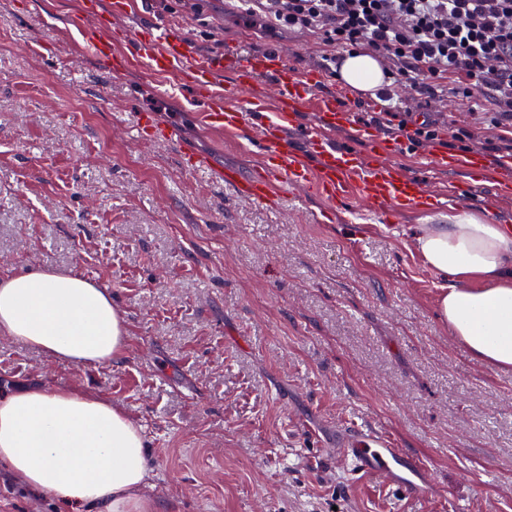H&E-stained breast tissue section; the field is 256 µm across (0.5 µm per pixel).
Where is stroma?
I'll return each instance as SVG.
<instances>
[{"instance_id":"35a3bbf8","label":"stroma","mask_w":512,"mask_h":512,"mask_svg":"<svg viewBox=\"0 0 512 512\" xmlns=\"http://www.w3.org/2000/svg\"><path fill=\"white\" fill-rule=\"evenodd\" d=\"M79 0H0V272L47 267L106 288L124 356L75 366L0 335V384L74 387L145 432L156 512H512V371L472 359L438 317L443 281L413 232L364 203L313 195L268 207L237 199L211 167L251 172L249 140L206 126L174 76L113 75L76 40ZM174 24L195 52L282 50L319 69L320 35L247 24L236 0L197 14L132 0L124 23ZM437 142L468 127L497 156L486 112H430ZM174 127L210 166L139 142L133 114ZM401 170L434 195L463 182L405 145ZM376 431L431 465L446 497L414 500L333 453ZM0 512H68L14 484Z\"/></svg>"}]
</instances>
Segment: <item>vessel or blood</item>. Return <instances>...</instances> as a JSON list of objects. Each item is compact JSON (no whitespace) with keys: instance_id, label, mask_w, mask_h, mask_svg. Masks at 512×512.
Segmentation results:
<instances>
[{"instance_id":"obj_1","label":"vessel or blood","mask_w":512,"mask_h":512,"mask_svg":"<svg viewBox=\"0 0 512 512\" xmlns=\"http://www.w3.org/2000/svg\"><path fill=\"white\" fill-rule=\"evenodd\" d=\"M129 11V0H82L77 16L83 48L111 72L139 67L155 74L175 73L178 87L201 106L203 119L227 133L250 132L252 113L274 108V119L250 132L261 148V162L255 170L245 174L223 167L214 172L215 181L237 198L274 205L287 195L314 194L335 203L358 193L381 217L391 211L428 209L431 194L394 162L398 143L363 128L358 132L365 144L363 151L350 152L332 144L329 132L350 121L343 88L324 89L321 75L300 72L280 51L247 53L228 47L218 56L203 55L192 52L181 33L167 23L130 31L122 24ZM225 79L230 82L231 100L222 103L215 100L214 89ZM308 110L318 112L321 127L308 133L300 150L289 142L287 133L296 128L300 113ZM134 130L140 140L175 145L185 168L207 165L190 145L179 140L172 127L154 123L149 113H136ZM428 158L437 170L463 171L470 180L480 177L503 195L512 194V156L493 160L478 151L435 149ZM470 180L449 194L448 204L459 206L471 199ZM338 452L361 472L382 478L405 496L424 498L442 492L427 463L377 433H349Z\"/></svg>"}]
</instances>
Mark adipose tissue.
I'll use <instances>...</instances> for the list:
<instances>
[{
  "instance_id": "obj_1",
  "label": "adipose tissue",
  "mask_w": 512,
  "mask_h": 512,
  "mask_svg": "<svg viewBox=\"0 0 512 512\" xmlns=\"http://www.w3.org/2000/svg\"><path fill=\"white\" fill-rule=\"evenodd\" d=\"M344 83L375 93L382 67L368 54H347ZM417 248L443 279L441 321L473 358L512 368V231L475 212L444 224H421ZM0 334L77 366L121 358L126 327L110 292L78 275L48 268L0 273ZM0 465L29 489L71 512H154L142 493L149 478L141 425L111 400L74 388L0 392Z\"/></svg>"
}]
</instances>
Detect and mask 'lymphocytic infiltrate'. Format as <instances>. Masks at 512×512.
Instances as JSON below:
<instances>
[{
  "instance_id": "lymphocytic-infiltrate-1",
  "label": "lymphocytic infiltrate",
  "mask_w": 512,
  "mask_h": 512,
  "mask_svg": "<svg viewBox=\"0 0 512 512\" xmlns=\"http://www.w3.org/2000/svg\"><path fill=\"white\" fill-rule=\"evenodd\" d=\"M277 27L320 33L324 42L376 57L380 112L398 118L415 144L435 139V121L414 124L412 100L448 87L458 112L477 97L497 107L491 124L512 128V0H256Z\"/></svg>"
}]
</instances>
